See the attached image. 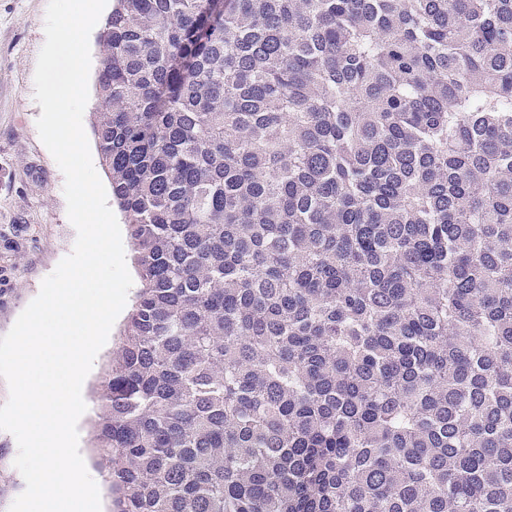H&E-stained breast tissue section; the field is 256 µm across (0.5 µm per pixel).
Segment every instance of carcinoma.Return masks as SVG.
I'll list each match as a JSON object with an SVG mask.
<instances>
[{
	"mask_svg": "<svg viewBox=\"0 0 512 512\" xmlns=\"http://www.w3.org/2000/svg\"><path fill=\"white\" fill-rule=\"evenodd\" d=\"M98 44L111 512H512V0H114Z\"/></svg>",
	"mask_w": 512,
	"mask_h": 512,
	"instance_id": "1",
	"label": "carcinoma"
}]
</instances>
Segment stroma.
Segmentation results:
<instances>
[{"instance_id":"obj_1","label":"stroma","mask_w":512,"mask_h":512,"mask_svg":"<svg viewBox=\"0 0 512 512\" xmlns=\"http://www.w3.org/2000/svg\"><path fill=\"white\" fill-rule=\"evenodd\" d=\"M48 0H0V336L38 295L42 280L76 240L67 217L64 175L41 142L36 120L34 72L44 44ZM119 340L111 330L84 381L86 412L78 421L79 449L94 468L89 425L94 415L93 389ZM18 446L0 430V512H9L24 485L14 466Z\"/></svg>"}]
</instances>
